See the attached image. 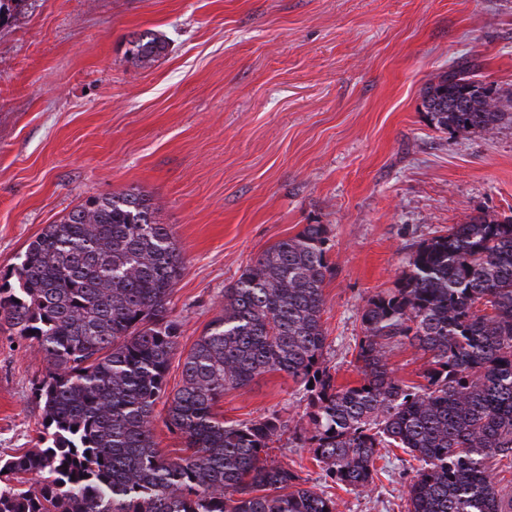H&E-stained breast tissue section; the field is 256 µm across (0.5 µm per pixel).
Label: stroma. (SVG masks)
<instances>
[{"instance_id": "obj_1", "label": "stroma", "mask_w": 512, "mask_h": 512, "mask_svg": "<svg viewBox=\"0 0 512 512\" xmlns=\"http://www.w3.org/2000/svg\"><path fill=\"white\" fill-rule=\"evenodd\" d=\"M165 51L135 61L130 36ZM469 61L509 118L436 130L435 77ZM140 189L185 260L181 335L166 376L224 309V288L275 242L323 224L332 248L326 362L356 385L361 310L417 245L478 214L512 213V0H21L0 23V274L92 197ZM36 344L0 331V455L39 442ZM308 393L282 372L227 391L228 419L306 426ZM270 454L316 485L298 441ZM413 460L386 448L369 493L338 512H405Z\"/></svg>"}]
</instances>
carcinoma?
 <instances>
[{
	"mask_svg": "<svg viewBox=\"0 0 512 512\" xmlns=\"http://www.w3.org/2000/svg\"><path fill=\"white\" fill-rule=\"evenodd\" d=\"M162 40L145 32L134 55ZM475 65L440 75L425 93L429 121L459 134L492 131L500 101L472 83ZM327 226L278 241L224 289L213 319L184 359L165 426L188 454L162 455L155 407L180 324L171 296L184 259L132 189L89 199L26 247L0 284V327L34 341L48 362L35 386L42 446L0 455V512H337L326 488L370 490L379 449L421 462L407 512H512L489 462L512 466V216L453 224L411 253L395 287L361 313L358 385H336L322 324ZM427 357L424 382L405 380L387 349ZM268 372L309 393L299 429L322 470L306 485L269 450L288 431L271 414L226 420L216 405Z\"/></svg>",
	"mask_w": 512,
	"mask_h": 512,
	"instance_id": "obj_1",
	"label": "carcinoma"
}]
</instances>
